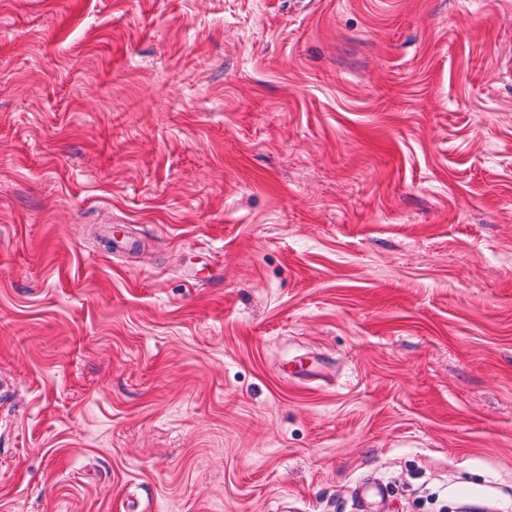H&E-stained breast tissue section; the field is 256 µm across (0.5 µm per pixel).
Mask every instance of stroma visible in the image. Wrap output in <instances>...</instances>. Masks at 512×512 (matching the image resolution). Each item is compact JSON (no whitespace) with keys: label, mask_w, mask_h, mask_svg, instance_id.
Here are the masks:
<instances>
[{"label":"stroma","mask_w":512,"mask_h":512,"mask_svg":"<svg viewBox=\"0 0 512 512\" xmlns=\"http://www.w3.org/2000/svg\"><path fill=\"white\" fill-rule=\"evenodd\" d=\"M2 380L0 512H512V0H0Z\"/></svg>","instance_id":"obj_1"}]
</instances>
